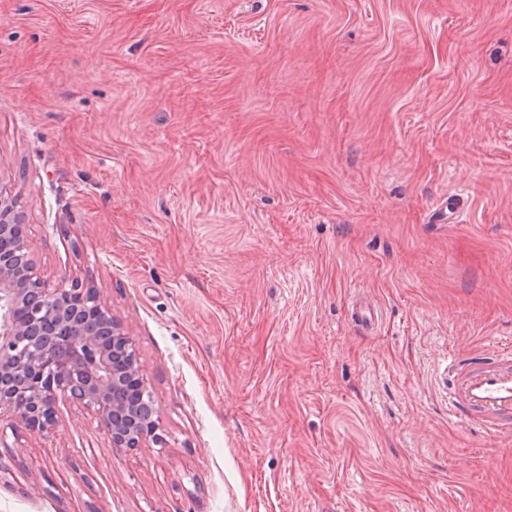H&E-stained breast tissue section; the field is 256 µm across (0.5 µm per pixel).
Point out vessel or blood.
<instances>
[{"label":"vessel or blood","instance_id":"vessel-or-blood-1","mask_svg":"<svg viewBox=\"0 0 512 512\" xmlns=\"http://www.w3.org/2000/svg\"><path fill=\"white\" fill-rule=\"evenodd\" d=\"M353 321L365 331L378 322L374 304L363 300L352 309ZM448 414L489 434H512V348L466 353L443 370Z\"/></svg>","mask_w":512,"mask_h":512}]
</instances>
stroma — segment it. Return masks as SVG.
<instances>
[{
    "mask_svg": "<svg viewBox=\"0 0 512 512\" xmlns=\"http://www.w3.org/2000/svg\"><path fill=\"white\" fill-rule=\"evenodd\" d=\"M0 170L162 437L2 421L0 512H512L439 388L512 344V0H0ZM353 321L364 331L373 330L378 322V312L374 304L361 300L352 309Z\"/></svg>",
    "mask_w": 512,
    "mask_h": 512,
    "instance_id": "35a3bbf8",
    "label": "stroma"
}]
</instances>
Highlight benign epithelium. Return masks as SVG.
<instances>
[{
  "instance_id": "obj_1",
  "label": "benign epithelium",
  "mask_w": 512,
  "mask_h": 512,
  "mask_svg": "<svg viewBox=\"0 0 512 512\" xmlns=\"http://www.w3.org/2000/svg\"><path fill=\"white\" fill-rule=\"evenodd\" d=\"M0 420L42 432L58 400L103 423L112 447L160 439L157 408L132 339L91 288H51L38 273L18 196L0 173Z\"/></svg>"
}]
</instances>
